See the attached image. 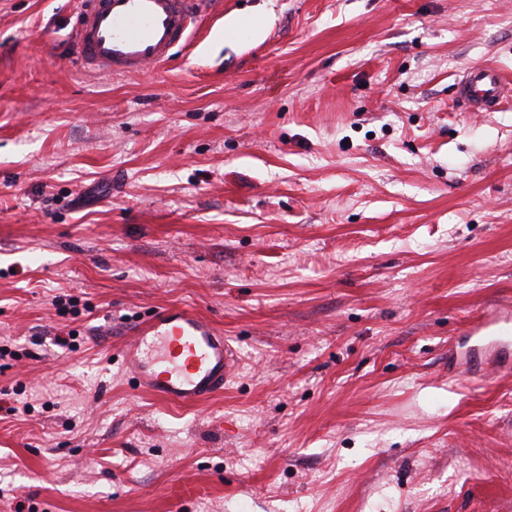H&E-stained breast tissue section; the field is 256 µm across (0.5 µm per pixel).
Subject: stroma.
Instances as JSON below:
<instances>
[{"label": "stroma", "instance_id": "35a3bbf8", "mask_svg": "<svg viewBox=\"0 0 512 512\" xmlns=\"http://www.w3.org/2000/svg\"><path fill=\"white\" fill-rule=\"evenodd\" d=\"M78 11L0 0V512H512V370L452 365L512 301V102L456 101L512 0H208L115 76ZM182 305L238 355L193 406L119 356Z\"/></svg>", "mask_w": 512, "mask_h": 512}]
</instances>
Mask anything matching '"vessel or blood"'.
Listing matches in <instances>:
<instances>
[{"mask_svg": "<svg viewBox=\"0 0 512 512\" xmlns=\"http://www.w3.org/2000/svg\"><path fill=\"white\" fill-rule=\"evenodd\" d=\"M200 0H86L76 36L84 64L112 75L165 61L185 41ZM459 99L465 108L498 111L512 101V85L489 65L469 68ZM481 340L512 352V308L481 319ZM140 388L161 401L191 405L222 390L237 363L233 346L213 322L192 309H162L122 350Z\"/></svg>", "mask_w": 512, "mask_h": 512, "instance_id": "1", "label": "vessel or blood"}]
</instances>
